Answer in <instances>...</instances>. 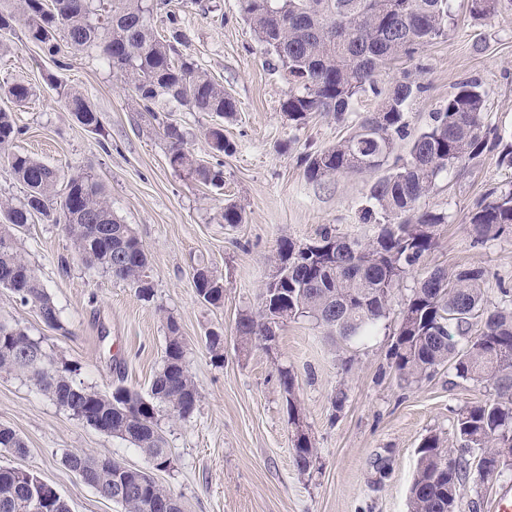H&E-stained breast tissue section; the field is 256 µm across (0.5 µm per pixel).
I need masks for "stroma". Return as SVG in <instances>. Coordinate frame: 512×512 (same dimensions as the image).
I'll use <instances>...</instances> for the list:
<instances>
[{
	"instance_id": "stroma-1",
	"label": "stroma",
	"mask_w": 512,
	"mask_h": 512,
	"mask_svg": "<svg viewBox=\"0 0 512 512\" xmlns=\"http://www.w3.org/2000/svg\"><path fill=\"white\" fill-rule=\"evenodd\" d=\"M170 10L184 34L180 54L236 100L232 117L176 107L153 120L98 51L69 52L60 71L23 28L6 35L11 49L0 54V83L22 82L34 91L23 105L0 96V109L11 112L22 130L14 151L67 176L95 174L114 213L132 227L148 255L153 296L142 299L127 283L86 268L62 225L39 222L21 230L18 246L64 327H48L33 305L3 287L0 321L39 341L55 361L77 365L76 382L102 393L121 385L143 394L163 364L167 323L176 322L200 401L184 419L161 412L159 426L173 463L157 479L181 498L186 512H408L422 439L436 434L457 447V411L488 395L487 387L463 381L447 367L410 384L392 368L388 352L412 278L397 287L387 316L363 340L338 345L306 317L278 324L268 349L240 345L235 335L241 316L263 308L269 258L281 238L308 242L326 227L349 238L375 235L383 219L368 198L375 174L313 182L304 175L303 159L335 144L380 100L368 93L345 121L316 113L294 127L281 110L288 82L243 19L238 0H171ZM452 10L455 23L444 38L381 71L377 84L387 89L407 77L423 85L407 114L413 133L431 123L463 81L480 84L485 123L502 143L488 146L466 167L440 173L421 200V208L443 214L445 221L435 227L436 244L419 269L486 268L487 299L496 304L504 300L503 289L512 290V233L473 243L466 217L490 201L493 190L512 184V168L500 162L503 147L512 144V12L477 21L467 0H452ZM53 73L100 113L104 135L87 131L63 106L45 82ZM162 120L181 128L192 156L223 170V188L171 167L169 144L158 128ZM212 127L223 129L232 154L212 153L205 138ZM228 204L242 209L243 223L222 222ZM201 267L222 278L223 304L197 297L193 274ZM212 331L224 336L220 362L206 346ZM283 368L294 378L290 395L280 381ZM339 390L346 400L337 410L331 398ZM291 396L318 449L307 474L293 463ZM0 427L14 430L27 446L25 455L5 453L0 462L35 473L67 500L71 512L121 509L69 470L66 454L150 467L139 449L88 426L23 375L0 373ZM507 490L512 475L482 485L475 467H468L455 512H494Z\"/></svg>"
}]
</instances>
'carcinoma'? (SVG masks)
Listing matches in <instances>:
<instances>
[{
  "mask_svg": "<svg viewBox=\"0 0 512 512\" xmlns=\"http://www.w3.org/2000/svg\"><path fill=\"white\" fill-rule=\"evenodd\" d=\"M0 7V34L23 25L28 38L64 67L62 48H95L112 65V72L129 84L143 110L151 116L171 104L191 112L237 111L224 87L179 55L182 34L177 17L167 11L169 35L158 36L149 18L164 8V0H14ZM512 0H470L477 19H492ZM239 10L258 41L288 76L290 89L282 103L288 121L304 125L320 112L343 120L358 99L370 92L381 98L377 111L354 125L335 145L304 158L305 177L320 181L337 174L381 169L398 142L409 140V158L375 181L369 197L395 222L380 225L369 240L348 238L324 228L311 246L282 238L272 264L288 262V277L266 294L265 309L239 318L235 331L244 345L267 346L275 335L265 316L284 320L314 319L327 333L347 342L371 332L386 317L394 289L435 245L434 228L443 216L419 208L434 188L440 172L465 167L488 148L485 97L478 82L462 83L448 96L432 123L415 135L408 132L406 114L424 86L399 82L384 91L376 84L379 71L412 56L448 32L450 0H239ZM60 101L90 131L103 132L102 118L85 97L50 79ZM0 90L16 103L25 102L31 87L13 83ZM21 134L11 113L0 110V161L24 188L19 203L0 205V272L6 267L30 271L18 251L16 235L35 221L62 224L78 256L89 268L101 270L150 299L148 256L130 225L119 219L103 186L90 173L70 175L59 187V171L27 154L9 151ZM161 134L169 143L171 165L182 168L205 185L220 187L224 172L194 160L185 150L177 125L164 123ZM210 147L230 153L216 127L208 132ZM466 224L474 242L484 243L512 232V187L476 207ZM488 277L483 267H459L453 272L434 269L416 279L401 311L391 349L400 378L408 383L429 378L451 366L464 381L487 383L489 397L463 406L456 413L460 451L476 461L482 483L512 472V302L492 304L485 296ZM196 293L211 305L224 302L223 280L201 268L194 274ZM20 300L32 304L52 327H62L59 310L35 276L12 288ZM186 344L175 322L168 323L164 363L154 376L147 397L119 386L105 395L76 384L69 365L45 382L32 377L37 361L51 366L40 343L22 331L0 323V372L34 378L53 401L69 399L95 420L112 424L115 437L140 449L151 465H172L166 440L158 426L159 408L179 418L190 416L199 392L188 368L178 361ZM288 393V416L296 424L300 412L294 400V380L280 370ZM26 451L10 428L0 427V451ZM318 450L311 438L295 439L293 461L306 473ZM410 489V512H448L457 503L466 479L467 462L455 455L437 435L425 437L417 450ZM65 465L82 472L100 497L121 505L124 512H171L172 492L153 481L146 470L122 469L109 459L86 453L65 456ZM43 485L34 473L0 466V512H28Z\"/></svg>",
  "mask_w": 512,
  "mask_h": 512,
  "instance_id": "carcinoma-1",
  "label": "carcinoma"
}]
</instances>
